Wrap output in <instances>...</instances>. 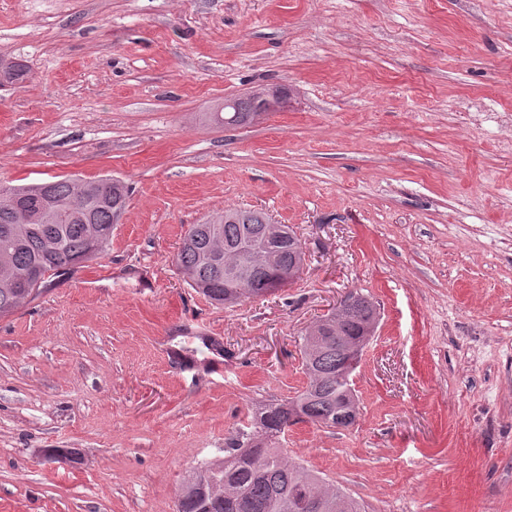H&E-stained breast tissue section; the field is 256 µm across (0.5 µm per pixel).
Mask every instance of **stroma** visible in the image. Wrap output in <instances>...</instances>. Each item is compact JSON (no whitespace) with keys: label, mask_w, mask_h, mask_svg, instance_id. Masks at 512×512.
<instances>
[{"label":"stroma","mask_w":512,"mask_h":512,"mask_svg":"<svg viewBox=\"0 0 512 512\" xmlns=\"http://www.w3.org/2000/svg\"><path fill=\"white\" fill-rule=\"evenodd\" d=\"M1 57L28 74L0 88V184L130 196L104 252L0 317V512H176L355 290L380 309L357 422L284 453L368 512H512V0H0ZM257 85L287 109L207 120ZM230 207L308 261L224 309L176 254Z\"/></svg>","instance_id":"1"}]
</instances>
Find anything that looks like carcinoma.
<instances>
[{
    "mask_svg": "<svg viewBox=\"0 0 512 512\" xmlns=\"http://www.w3.org/2000/svg\"><path fill=\"white\" fill-rule=\"evenodd\" d=\"M27 74L24 64L10 61L0 68V86ZM259 90L238 98V120L248 122L256 112ZM128 186L103 177L82 180L54 176L19 186L0 185V317L34 299L53 280L97 257L90 252L88 234L95 230L100 249L112 240V229L126 207ZM268 216L261 209L226 208L201 224H192L181 240L176 261L190 287L223 306L233 295L239 302L276 292L271 281L277 270L294 265L293 228L283 225L278 241L266 239ZM251 242L271 249L273 266L249 263L242 246ZM238 272L227 287V271ZM377 322V307L356 294L344 314L316 320L318 334L301 337L302 364L308 378L305 391L292 400L272 399L250 423L225 443L221 461L208 462L183 479L177 512H227L225 498L244 497L247 512H300L298 497L317 489L344 512H365L362 502L303 464L288 459L278 447L285 430L298 422L336 427L350 382L344 375L346 357L336 339L366 336Z\"/></svg>",
    "mask_w": 512,
    "mask_h": 512,
    "instance_id": "cac0c4a2",
    "label": "carcinoma"
}]
</instances>
